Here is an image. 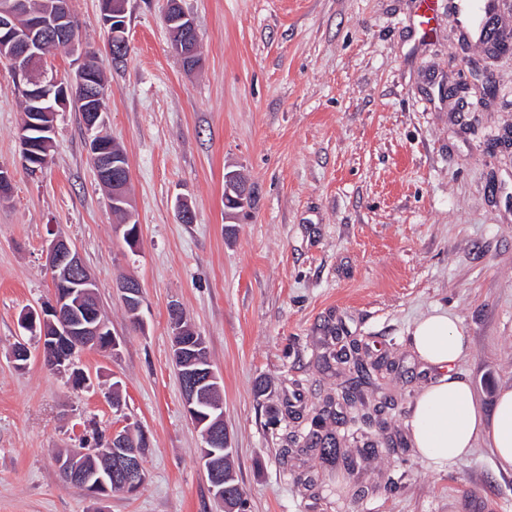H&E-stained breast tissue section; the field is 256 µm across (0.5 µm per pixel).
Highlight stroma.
<instances>
[{"instance_id":"1","label":"stroma","mask_w":512,"mask_h":512,"mask_svg":"<svg viewBox=\"0 0 512 512\" xmlns=\"http://www.w3.org/2000/svg\"><path fill=\"white\" fill-rule=\"evenodd\" d=\"M201 65L183 69L167 0H128L113 63L99 0H70L107 84L103 131L124 150L139 226L129 247L92 167L80 112L56 117L50 164L28 175L21 100L0 61V512H220L183 405L169 307L204 337L247 512H512V473L486 442L445 471L410 444L409 407L437 371L409 344L433 307L464 327L458 369L483 407L512 386V47L465 40L454 0L430 38L414 0H182ZM251 204L224 216V175ZM194 220L181 223L177 200ZM69 238L97 282L118 354L84 351L92 390L11 348L51 302L46 253ZM143 292L141 324L117 290ZM120 382L122 409L108 399ZM340 441L308 448L311 417ZM149 437L146 480L94 497L58 454L115 425ZM323 472L307 490L300 477Z\"/></svg>"}]
</instances>
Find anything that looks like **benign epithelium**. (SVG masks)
Instances as JSON below:
<instances>
[{
	"instance_id": "obj_1",
	"label": "benign epithelium",
	"mask_w": 512,
	"mask_h": 512,
	"mask_svg": "<svg viewBox=\"0 0 512 512\" xmlns=\"http://www.w3.org/2000/svg\"><path fill=\"white\" fill-rule=\"evenodd\" d=\"M70 0H0V58L8 61L14 74L21 78L28 111L26 123L19 129L18 141L21 164L38 173L49 160L57 113L74 106L77 97L86 103L88 155L98 178L112 185L109 204L114 210L130 212L132 201L125 182L128 168L119 163L124 155L112 148L98 129L104 124L103 108L99 106L101 84L97 75V55L72 36L75 25ZM128 0H100L101 21L110 32L109 54L120 60L127 52L128 37L125 21ZM163 21L175 54L183 65L194 68L198 54L199 36L193 19L184 10H166ZM66 42L69 52L78 55L74 73L61 77L47 69L44 52L57 40ZM248 187L240 175L232 172L224 184V214L235 216V210L247 205ZM46 269L55 288L51 304L30 309L22 317L23 328L30 332V341L19 339L11 352L14 367L23 370L30 358L29 343L37 345L43 359L52 370L70 376L74 386L85 388L91 378L80 368L78 357L94 348L116 352L117 338L105 336L104 321L77 325L70 321L74 308L81 302L92 305L97 298V285L85 267L76 246L59 235L48 249ZM127 312L133 322H140L143 294L139 283L125 279L117 285ZM172 359L177 368L183 391L187 416L202 431L204 446L201 462L206 469L214 499L224 512H242L243 491L233 472L218 468L216 449L224 458L232 457L230 436L224 427L222 403L213 406V415L199 419L195 404L203 395L220 388L219 377L207 357L195 352L194 343L200 339L186 321L181 309L169 310ZM148 444L145 432L134 437L129 427L115 428L108 434L104 446L90 448L95 455H105L111 467L95 486L90 478L72 461H59L62 476L79 484L95 495L98 489L115 488L122 494L135 493L145 480L138 445Z\"/></svg>"
}]
</instances>
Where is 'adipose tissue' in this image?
Listing matches in <instances>:
<instances>
[{
  "label": "adipose tissue",
  "instance_id": "obj_1",
  "mask_svg": "<svg viewBox=\"0 0 512 512\" xmlns=\"http://www.w3.org/2000/svg\"><path fill=\"white\" fill-rule=\"evenodd\" d=\"M409 343L439 376L410 409L411 443L420 461L446 469L487 439L503 472H512V387L501 388L492 411H484L468 378L455 370L466 351L464 330L448 310L436 307L417 319Z\"/></svg>",
  "mask_w": 512,
  "mask_h": 512
}]
</instances>
